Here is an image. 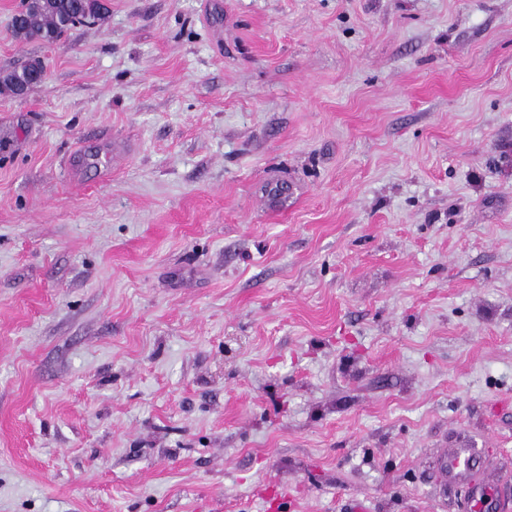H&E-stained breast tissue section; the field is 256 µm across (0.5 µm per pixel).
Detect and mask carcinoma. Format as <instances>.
<instances>
[{
  "instance_id": "1",
  "label": "carcinoma",
  "mask_w": 512,
  "mask_h": 512,
  "mask_svg": "<svg viewBox=\"0 0 512 512\" xmlns=\"http://www.w3.org/2000/svg\"><path fill=\"white\" fill-rule=\"evenodd\" d=\"M107 13L99 0H26L21 20L14 26L15 35L24 40L53 42L67 29L89 19L95 21ZM40 64L31 60L18 67L0 72V94L17 95L19 77Z\"/></svg>"
}]
</instances>
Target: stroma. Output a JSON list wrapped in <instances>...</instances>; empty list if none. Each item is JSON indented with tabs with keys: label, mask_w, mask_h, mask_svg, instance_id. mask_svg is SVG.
<instances>
[{
	"label": "stroma",
	"mask_w": 512,
	"mask_h": 512,
	"mask_svg": "<svg viewBox=\"0 0 512 512\" xmlns=\"http://www.w3.org/2000/svg\"><path fill=\"white\" fill-rule=\"evenodd\" d=\"M0 0V512H512V0ZM100 0H27L21 20L13 25L15 35L24 40L53 42L67 29L101 19L107 12ZM36 64L39 65L41 69L32 72V74L29 77V81L26 84V88L28 89L29 87L34 85H42L46 80V74L45 71L42 70V64L38 60H31L22 64L21 66L15 67L10 70H3L0 72V94L8 92L14 95H20L19 89L22 87V85L19 82V77L27 69L33 68ZM443 458L440 475L452 483L469 481L486 465L481 448H449Z\"/></svg>",
	"instance_id": "35a3bbf8"
}]
</instances>
